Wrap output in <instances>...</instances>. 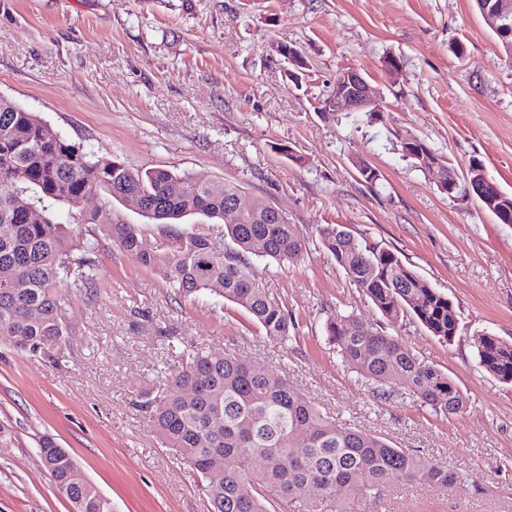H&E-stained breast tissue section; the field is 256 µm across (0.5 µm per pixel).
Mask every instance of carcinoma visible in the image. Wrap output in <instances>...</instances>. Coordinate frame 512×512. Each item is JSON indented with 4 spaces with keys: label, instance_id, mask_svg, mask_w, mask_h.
Listing matches in <instances>:
<instances>
[{
    "label": "carcinoma",
    "instance_id": "obj_1",
    "mask_svg": "<svg viewBox=\"0 0 512 512\" xmlns=\"http://www.w3.org/2000/svg\"><path fill=\"white\" fill-rule=\"evenodd\" d=\"M27 191L40 203H65L82 218L61 224L44 209L32 221L14 206V198ZM91 193L121 203L136 193L142 215L165 224L206 218L208 223L178 234L176 246L162 242L150 252L142 249L135 224H113L105 236L142 265L162 272L179 294L221 297L243 308L267 338L288 337V310L265 287L253 262L260 257L292 265L307 252L305 239L286 215L260 199L239 223L226 224L224 204L241 193L238 183H203L186 173L143 170L97 155L37 113L0 96V267L13 273L11 281H0L1 341L54 362L65 359L71 294L90 296L100 285L101 228L80 209ZM258 238L266 242L260 254L253 250ZM319 241L386 318L397 322L413 316L440 340H453L459 323L455 306L396 254L343 235L338 225L321 227ZM326 334L342 361L361 376L385 387L401 379L420 405L436 413L457 415L467 409L468 398L448 373L420 359L401 338L353 314L328 319ZM475 348L484 371L512 383L511 343L481 334ZM184 354L181 370L162 376L160 394L141 392V407L161 447L201 477L215 453L234 459L223 486L202 485L211 512H312L313 503L323 501L334 512H352L347 491L358 480L369 495L388 483L441 488L469 482L413 450L329 419L277 373L257 372L233 355L219 360L198 347ZM186 387L192 396L185 394ZM215 417L223 420L219 429L211 426ZM38 448L40 460L53 463L55 481L76 464L49 436L39 439ZM303 485H314L319 493L306 502L295 498L294 489ZM78 501L79 512H112V501L93 484L74 490L70 502Z\"/></svg>",
    "mask_w": 512,
    "mask_h": 512
}]
</instances>
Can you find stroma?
<instances>
[{"mask_svg":"<svg viewBox=\"0 0 512 512\" xmlns=\"http://www.w3.org/2000/svg\"><path fill=\"white\" fill-rule=\"evenodd\" d=\"M276 44L305 57L299 79ZM351 68L375 90L379 120L324 116L329 88ZM0 96L98 154L235 181L244 201L268 200L307 243L297 263L263 271L295 323L282 343L234 303L176 295L103 240L99 290L74 294L65 315L66 362L0 342V424L12 433L0 446V512H72L38 456L45 434L114 512H209L200 476L159 445L138 397L196 345L285 375L337 422L472 478L355 492L356 512H512V385L479 367L474 347L482 333L512 343V224L453 203L392 137L413 133L460 172L480 159L512 193V55L474 0H0ZM358 156L379 171L376 184L357 172ZM84 208L103 225H140L149 251L177 230L99 196ZM325 224L377 242L448 295L460 316L453 341L384 318L322 249ZM337 312L448 372L467 410L434 413L402 382L377 396L326 338Z\"/></svg>","mask_w":512,"mask_h":512,"instance_id":"1","label":"stroma"}]
</instances>
